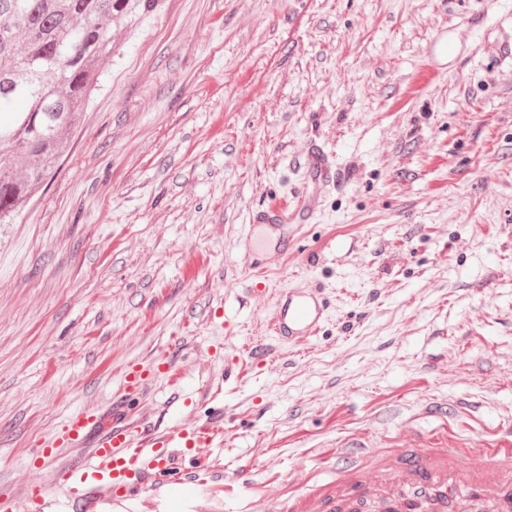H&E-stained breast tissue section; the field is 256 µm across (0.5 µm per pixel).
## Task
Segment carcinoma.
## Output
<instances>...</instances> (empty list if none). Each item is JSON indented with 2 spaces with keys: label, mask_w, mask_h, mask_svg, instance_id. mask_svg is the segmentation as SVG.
I'll list each match as a JSON object with an SVG mask.
<instances>
[{
  "label": "carcinoma",
  "mask_w": 512,
  "mask_h": 512,
  "mask_svg": "<svg viewBox=\"0 0 512 512\" xmlns=\"http://www.w3.org/2000/svg\"><path fill=\"white\" fill-rule=\"evenodd\" d=\"M160 0H0V224L49 177L112 57V23Z\"/></svg>",
  "instance_id": "carcinoma-1"
}]
</instances>
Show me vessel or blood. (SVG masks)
<instances>
[{
  "label": "vessel or blood",
  "mask_w": 512,
  "mask_h": 512,
  "mask_svg": "<svg viewBox=\"0 0 512 512\" xmlns=\"http://www.w3.org/2000/svg\"><path fill=\"white\" fill-rule=\"evenodd\" d=\"M312 182L335 178L334 156L322 147L308 150L303 163ZM287 206L271 205L252 212L251 225L273 229L291 223ZM276 315L268 326L277 343H294L319 332L330 302L322 288H291L276 299ZM168 365L133 363L126 367L127 388L142 389L167 375ZM213 422L185 423L169 432H153L136 440L120 404L90 415L73 411L61 428L44 438L35 456L54 459L59 449L90 444V460H74L61 470L55 484H29L22 493L26 512H46L61 503L65 512H100L112 507L124 512L137 489L150 479L165 476L164 486L173 507L194 497L198 482L178 476L179 457L186 450L222 441ZM347 451L336 467V477L316 493L298 497L292 512H366L379 498L386 512H512V431L499 435L485 448H452L447 436H438L427 448L403 444L393 462L370 469L360 457L361 438L346 440Z\"/></svg>",
  "instance_id": "b4317fda"
}]
</instances>
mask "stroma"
I'll list each match as a JSON object with an SVG mask.
<instances>
[{"instance_id": "stroma-1", "label": "stroma", "mask_w": 512, "mask_h": 512, "mask_svg": "<svg viewBox=\"0 0 512 512\" xmlns=\"http://www.w3.org/2000/svg\"><path fill=\"white\" fill-rule=\"evenodd\" d=\"M113 34L57 173L0 224V492L114 402L138 430L223 416L179 468L236 481V512H290L352 436L371 466L512 426V0H164ZM315 142L336 183L306 182ZM312 190L310 218L249 228ZM250 231L278 264H247ZM318 285L319 333L256 368L274 292ZM152 359L170 374L127 397ZM168 365L166 362H155L149 365L133 363L126 367L123 374V383L127 388L141 390L148 382L160 376H166Z\"/></svg>"}]
</instances>
